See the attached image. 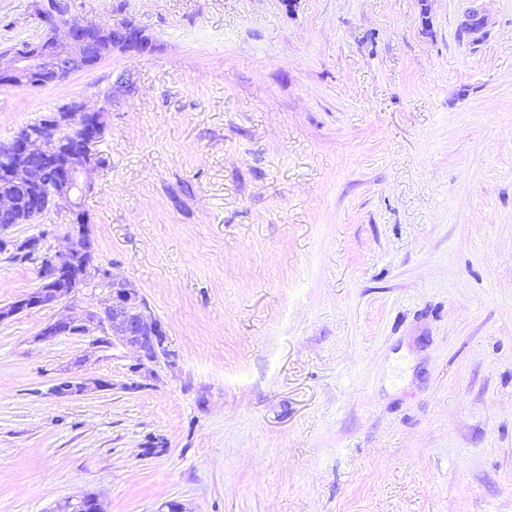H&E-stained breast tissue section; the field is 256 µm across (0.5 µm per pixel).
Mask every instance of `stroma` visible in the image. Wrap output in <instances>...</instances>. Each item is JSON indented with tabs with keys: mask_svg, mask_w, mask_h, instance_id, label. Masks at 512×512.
<instances>
[{
	"mask_svg": "<svg viewBox=\"0 0 512 512\" xmlns=\"http://www.w3.org/2000/svg\"><path fill=\"white\" fill-rule=\"evenodd\" d=\"M66 2L152 46L0 88V139L104 108L82 208L176 365L0 322V512H512V0L476 39L471 0ZM37 285L0 257V304ZM84 354L114 389L51 394ZM489 25V17L478 7H473L463 16L460 23V30L467 36L477 35L484 31ZM50 512H106L103 503L95 493H85L80 497L67 498Z\"/></svg>",
	"mask_w": 512,
	"mask_h": 512,
	"instance_id": "stroma-1",
	"label": "stroma"
}]
</instances>
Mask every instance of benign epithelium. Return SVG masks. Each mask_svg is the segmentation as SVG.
I'll return each mask as SVG.
<instances>
[{"instance_id": "7a95c632", "label": "benign epithelium", "mask_w": 512, "mask_h": 512, "mask_svg": "<svg viewBox=\"0 0 512 512\" xmlns=\"http://www.w3.org/2000/svg\"><path fill=\"white\" fill-rule=\"evenodd\" d=\"M48 29L37 42L16 46L0 53V84L5 87L35 88L51 74L65 78L72 72L93 66L99 59L92 55L88 40L97 31L90 23L72 22L53 9L40 11ZM489 25V17L478 7L463 16L460 30L477 35ZM112 44L132 49L147 42L142 30L133 26L112 27ZM105 108L90 110L73 99L55 112L44 115L34 125L19 129L7 146L5 163L0 167V247L35 258L39 281L37 288L0 306V322L33 308H58V312L40 330L37 340L52 342L60 336L90 337L92 343L123 348L136 354L130 367L135 376L150 380L157 377L160 362L174 364L168 349V337L162 323L135 286L96 261L94 241L82 198L88 187L91 169L99 165L96 146L106 125ZM57 172L56 185L36 200L35 193L44 185L48 166ZM31 201L32 212L23 220L36 224L47 212L65 207L73 216L65 237L68 245L56 250L47 244V236L32 235L22 240L8 229L18 223L20 201ZM102 297L94 306L78 305L83 295ZM84 355L73 362L76 374L56 382L50 391L59 397L81 396L110 390L113 383L102 378H85L77 371L87 362ZM51 512H106L95 493L68 498Z\"/></svg>"}]
</instances>
